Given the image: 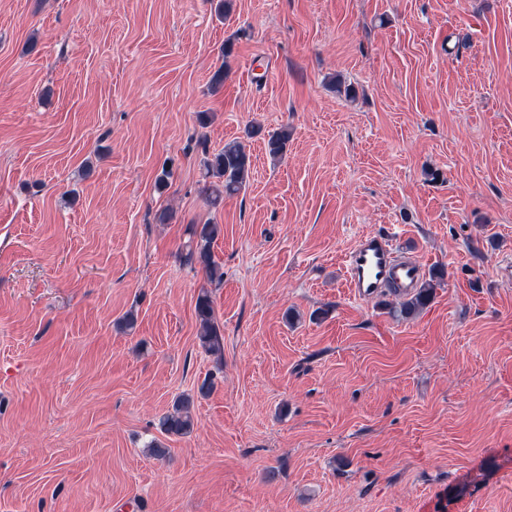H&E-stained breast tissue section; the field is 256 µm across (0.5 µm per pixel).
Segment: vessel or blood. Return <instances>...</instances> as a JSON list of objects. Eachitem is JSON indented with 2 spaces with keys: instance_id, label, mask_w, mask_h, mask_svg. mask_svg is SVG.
Instances as JSON below:
<instances>
[{
  "instance_id": "obj_1",
  "label": "vessel or blood",
  "mask_w": 512,
  "mask_h": 512,
  "mask_svg": "<svg viewBox=\"0 0 512 512\" xmlns=\"http://www.w3.org/2000/svg\"><path fill=\"white\" fill-rule=\"evenodd\" d=\"M347 284L353 295L366 298L385 288L413 290L423 275L420 260L397 254L388 235L361 236L344 257Z\"/></svg>"
}]
</instances>
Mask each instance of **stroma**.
Instances as JSON below:
<instances>
[{"label": "stroma", "mask_w": 512, "mask_h": 512, "mask_svg": "<svg viewBox=\"0 0 512 512\" xmlns=\"http://www.w3.org/2000/svg\"><path fill=\"white\" fill-rule=\"evenodd\" d=\"M219 2L0 0V512H512V0ZM367 232L443 270L415 316L351 295ZM251 173V154L247 145L237 141L224 146L205 162V178L217 179L205 188L210 201L218 204L224 195H234L246 186ZM222 232L223 227L219 224H193L190 242L182 253L183 265L190 268L199 265L205 270L210 281H223L224 271L211 257V246ZM196 319L199 325L198 339L206 353L221 357L224 352V328L217 321L211 299L202 293L196 301ZM194 399L189 395L177 398L171 410L158 422V429L167 436H183L191 433L195 426Z\"/></svg>", "instance_id": "35a3bbf8"}]
</instances>
